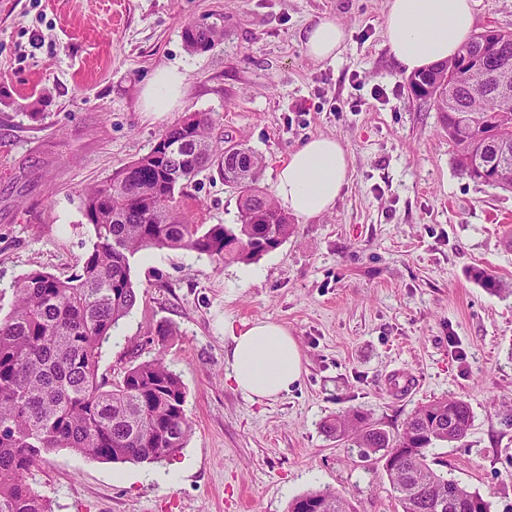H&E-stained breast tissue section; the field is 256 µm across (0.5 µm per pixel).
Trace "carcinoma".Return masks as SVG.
I'll return each mask as SVG.
<instances>
[{"label":"carcinoma","mask_w":512,"mask_h":512,"mask_svg":"<svg viewBox=\"0 0 512 512\" xmlns=\"http://www.w3.org/2000/svg\"><path fill=\"white\" fill-rule=\"evenodd\" d=\"M492 41L473 36L458 55L413 74L409 86L431 100L448 130L457 170L470 179L480 170L497 174L498 187L512 190V105L496 102L497 85L461 68L477 56L487 74L512 72V32L490 30ZM186 47L206 52L224 40V23L184 29ZM447 74L453 94L430 91L429 78ZM159 138V147L138 158L105 182L82 194L84 216L93 228L92 247L78 273L59 278L32 270L12 285V308L0 317V512H52L49 500L33 488L28 475L45 455L68 448L90 459L126 462L169 461L181 453L190 432L185 412L186 387L166 364L163 353L129 368L110 383L98 376L102 348L136 303L131 260L148 249L193 251L218 265L249 262L280 246L294 231L288 213L258 187L263 159L249 148L250 166L224 174L238 193L239 223L194 224L181 205L182 189L217 156L213 120L192 113ZM473 277L491 292L504 285L484 270ZM473 416L455 397L417 407L403 431L392 435L354 413L327 424L347 438L360 456L382 462L397 448L408 452L384 470L402 512H480L490 505L480 495L448 478L428 462L427 449L466 437ZM319 512H350L335 490L307 492L288 512L305 506Z\"/></svg>","instance_id":"1"}]
</instances>
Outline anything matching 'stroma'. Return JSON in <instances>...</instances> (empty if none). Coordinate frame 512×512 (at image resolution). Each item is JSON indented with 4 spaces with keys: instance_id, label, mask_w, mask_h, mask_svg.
Masks as SVG:
<instances>
[{
    "instance_id": "obj_1",
    "label": "stroma",
    "mask_w": 512,
    "mask_h": 512,
    "mask_svg": "<svg viewBox=\"0 0 512 512\" xmlns=\"http://www.w3.org/2000/svg\"><path fill=\"white\" fill-rule=\"evenodd\" d=\"M385 9L386 0H0L1 313L23 274L78 272L94 240L83 190L150 152L185 113H210L219 147L261 155L267 193L310 137L338 138L350 164L335 207L295 219L255 261L219 266L167 249L134 257L137 302L98 373L113 381L164 352L186 386L191 431L163 464L53 451L31 474L52 512H287L294 497L327 488L353 512H401L385 474L325 424L357 412L394 434L441 397L467 401L473 422L462 440L429 448V461L490 512H512V191L458 173L439 112L412 94L384 44ZM215 13L223 43L189 51L184 28ZM324 15L347 35L333 63L302 46ZM162 65L186 73L187 94L154 118L138 98ZM182 201L198 224L238 219L237 193L214 166ZM475 268L505 292L477 284ZM257 318L288 328L304 369L288 394L262 403L236 388L224 359L225 322ZM162 325L173 335L158 336ZM394 372L415 391L392 393Z\"/></svg>"
}]
</instances>
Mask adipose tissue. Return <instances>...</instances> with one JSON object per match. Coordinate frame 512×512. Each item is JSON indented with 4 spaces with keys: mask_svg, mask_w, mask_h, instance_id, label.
I'll list each match as a JSON object with an SVG mask.
<instances>
[{
    "mask_svg": "<svg viewBox=\"0 0 512 512\" xmlns=\"http://www.w3.org/2000/svg\"><path fill=\"white\" fill-rule=\"evenodd\" d=\"M473 0H387L384 37L398 71L410 75L453 58L472 37ZM346 33L323 17L307 27L304 52L315 62L341 55ZM187 91L185 72L156 68L141 91L139 108L159 118L180 108ZM347 152L333 136H314L281 162L273 184L275 199L288 213L311 218L332 210L349 178ZM232 339L224 358L237 388L256 402L277 399L302 378L303 361L288 329L265 319L225 323Z\"/></svg>",
    "mask_w": 512,
    "mask_h": 512,
    "instance_id": "ef3b65f1",
    "label": "adipose tissue"
}]
</instances>
